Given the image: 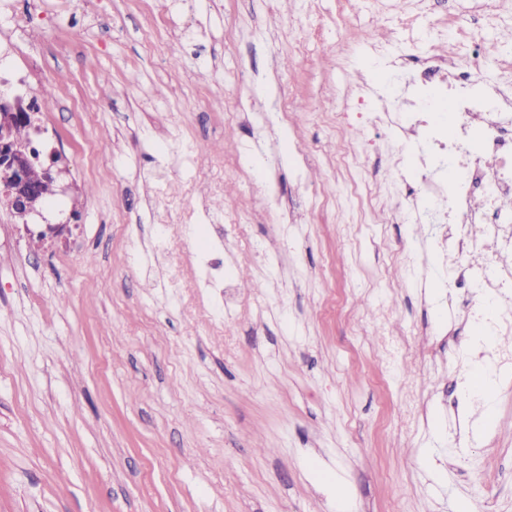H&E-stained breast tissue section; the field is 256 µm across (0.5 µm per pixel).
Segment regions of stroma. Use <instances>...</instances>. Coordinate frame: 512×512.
<instances>
[{"instance_id": "1", "label": "stroma", "mask_w": 512, "mask_h": 512, "mask_svg": "<svg viewBox=\"0 0 512 512\" xmlns=\"http://www.w3.org/2000/svg\"><path fill=\"white\" fill-rule=\"evenodd\" d=\"M0 0V82L77 191L39 243L0 209V512H512L492 367L396 130L411 61L495 43L512 0ZM388 197L351 223L352 181ZM205 235L233 281L204 285ZM402 353L384 359L386 339ZM495 392L489 418L457 370ZM344 485L349 506L336 499Z\"/></svg>"}]
</instances>
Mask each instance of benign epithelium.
Wrapping results in <instances>:
<instances>
[{
  "instance_id": "1",
  "label": "benign epithelium",
  "mask_w": 512,
  "mask_h": 512,
  "mask_svg": "<svg viewBox=\"0 0 512 512\" xmlns=\"http://www.w3.org/2000/svg\"><path fill=\"white\" fill-rule=\"evenodd\" d=\"M32 113L19 94L0 90V206L19 219L25 233L41 240L58 238L69 231V225L40 224L32 228L30 219L43 217V201L29 182L32 155L28 146L12 139V131L22 124H32Z\"/></svg>"
}]
</instances>
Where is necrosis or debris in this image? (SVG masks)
Instances as JSON below:
<instances>
[{
	"mask_svg": "<svg viewBox=\"0 0 512 512\" xmlns=\"http://www.w3.org/2000/svg\"><path fill=\"white\" fill-rule=\"evenodd\" d=\"M490 55L486 43L478 40L467 63L454 58L416 61L419 82L436 88L438 96L418 104L414 122L403 132L431 135L433 150L447 154L448 166L457 175L453 193H438L427 209L433 223L448 230L444 256L449 287H463V274L473 266L493 268L492 278L477 284L484 304L466 308V321L508 336L512 334V211L502 202L512 197V113L500 100L488 103L461 92ZM445 100L455 109L450 126L438 119Z\"/></svg>",
	"mask_w": 512,
	"mask_h": 512,
	"instance_id": "necrosis-or-debris-1",
	"label": "necrosis or debris"
}]
</instances>
